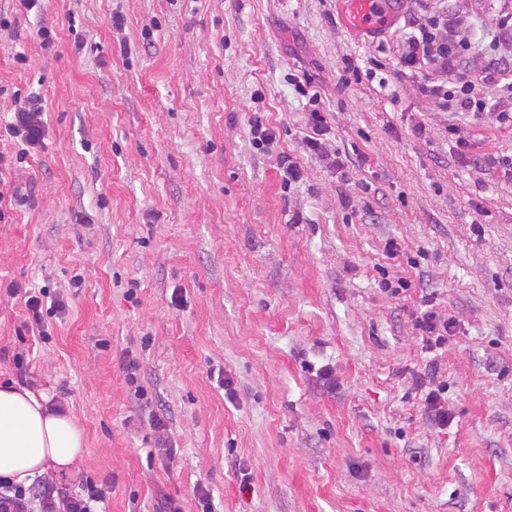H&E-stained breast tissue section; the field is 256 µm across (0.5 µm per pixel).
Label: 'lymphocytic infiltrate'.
<instances>
[{
	"instance_id": "f902f5d3",
	"label": "lymphocytic infiltrate",
	"mask_w": 512,
	"mask_h": 512,
	"mask_svg": "<svg viewBox=\"0 0 512 512\" xmlns=\"http://www.w3.org/2000/svg\"><path fill=\"white\" fill-rule=\"evenodd\" d=\"M407 28L396 38L398 71L410 77H419L417 89L443 112L480 114L495 111L501 124H512V105L501 107L489 102L484 94L488 83H496L501 92L512 98V69L503 68L491 73L488 66L473 64L471 44L461 37V24L447 8L429 9L427 0H410ZM295 89L307 97L308 131L304 142L310 151L328 157L324 138L328 123L318 104L319 93L313 92L306 81H295ZM46 107L41 96L28 94L15 107L12 119L0 136L15 145V152L0 150V168L13 170L23 163L32 151L45 144L47 126ZM423 308L413 317L426 352L434 353L447 343L456 322L435 309L430 297H423ZM106 498L103 485L93 479L80 483L78 491L47 480L27 487L0 477V512H98L97 507Z\"/></svg>"
}]
</instances>
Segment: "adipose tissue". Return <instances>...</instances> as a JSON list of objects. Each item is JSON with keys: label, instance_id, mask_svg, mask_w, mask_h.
<instances>
[{"label": "adipose tissue", "instance_id": "1", "mask_svg": "<svg viewBox=\"0 0 512 512\" xmlns=\"http://www.w3.org/2000/svg\"><path fill=\"white\" fill-rule=\"evenodd\" d=\"M47 401L46 395L0 384V476L25 487L68 467L87 446L77 420L49 412Z\"/></svg>", "mask_w": 512, "mask_h": 512}]
</instances>
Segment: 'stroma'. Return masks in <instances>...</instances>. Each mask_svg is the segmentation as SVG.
Returning a JSON list of instances; mask_svg holds the SVG:
<instances>
[{"mask_svg":"<svg viewBox=\"0 0 512 512\" xmlns=\"http://www.w3.org/2000/svg\"><path fill=\"white\" fill-rule=\"evenodd\" d=\"M447 4L483 50L512 7ZM393 6L390 27L361 34L340 0H0V123L35 91L48 126L6 177L31 201L0 221V381L77 419L87 448L65 474L106 484L105 512H158L164 494L201 512L198 485L215 512H512V128L440 112L406 76L349 78L395 58L408 4ZM294 75L319 92L342 166L305 148ZM256 108L276 133L266 153ZM450 123L474 135L470 160ZM282 153L302 172L287 189ZM384 267L405 297L383 291ZM13 281L67 299L48 339L17 335ZM426 292L457 322L436 356L412 328ZM433 363L444 430L415 385ZM263 117L260 112H254V117L250 122L252 142L260 148H266L276 139L273 128L268 126Z\"/></svg>","mask_w":512,"mask_h":512,"instance_id":"1","label":"stroma"}]
</instances>
